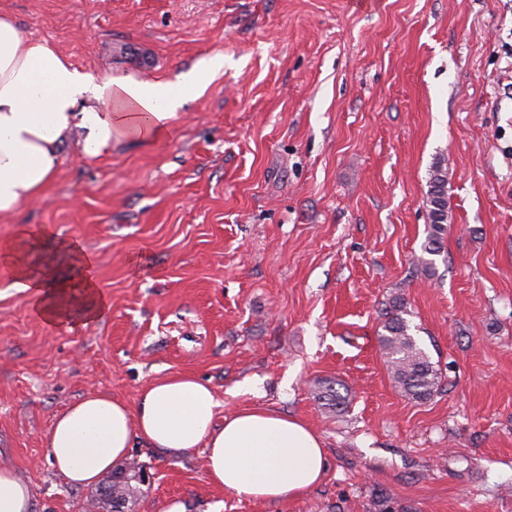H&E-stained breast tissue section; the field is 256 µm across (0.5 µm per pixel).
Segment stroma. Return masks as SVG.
I'll use <instances>...</instances> for the list:
<instances>
[{"instance_id":"stroma-1","label":"stroma","mask_w":512,"mask_h":512,"mask_svg":"<svg viewBox=\"0 0 512 512\" xmlns=\"http://www.w3.org/2000/svg\"><path fill=\"white\" fill-rule=\"evenodd\" d=\"M29 37L99 77L174 80L224 59L159 142L63 149L41 196L0 218L77 239L109 309L50 327L0 279V465L31 512L94 489L48 462L55 415L85 393L134 400L173 371L225 409L306 420L324 480L267 504L212 486L200 451L142 444L127 512H512V0H0ZM448 224L425 255L432 167ZM403 298L442 368L415 402L378 334ZM348 390L344 411L319 382ZM339 386L338 388L335 387ZM340 384L336 382H322L319 384L317 397L318 400L323 401L325 406L328 408L336 409V411L341 410L347 402V394L343 395L340 392Z\"/></svg>"}]
</instances>
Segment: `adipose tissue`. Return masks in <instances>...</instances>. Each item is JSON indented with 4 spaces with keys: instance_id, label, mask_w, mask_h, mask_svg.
Here are the masks:
<instances>
[{
    "instance_id": "adipose-tissue-1",
    "label": "adipose tissue",
    "mask_w": 512,
    "mask_h": 512,
    "mask_svg": "<svg viewBox=\"0 0 512 512\" xmlns=\"http://www.w3.org/2000/svg\"><path fill=\"white\" fill-rule=\"evenodd\" d=\"M223 66L217 56L175 82L100 78L0 14V217L46 191L64 142L76 141L83 156L95 158L118 136L164 138L185 97ZM37 246L24 229L0 246L12 288L32 299L45 324L75 328L98 320L108 303L80 242L59 241L38 259ZM62 264L72 277H58ZM220 406L208 383L180 371L145 384L131 404L89 393L55 416L46 434L49 461L72 485L89 486L127 459L134 443L174 457L198 449L214 487L258 502L301 495L322 480L325 450L302 419L259 407L223 415Z\"/></svg>"
}]
</instances>
